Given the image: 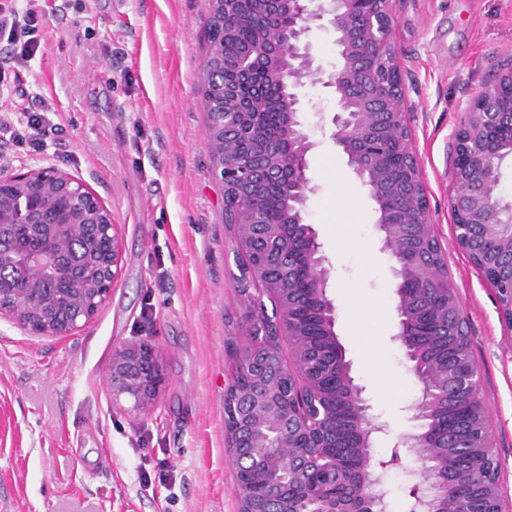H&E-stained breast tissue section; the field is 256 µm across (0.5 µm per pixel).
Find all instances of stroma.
I'll use <instances>...</instances> for the list:
<instances>
[{
    "instance_id": "stroma-1",
    "label": "stroma",
    "mask_w": 512,
    "mask_h": 512,
    "mask_svg": "<svg viewBox=\"0 0 512 512\" xmlns=\"http://www.w3.org/2000/svg\"><path fill=\"white\" fill-rule=\"evenodd\" d=\"M35 0L39 50L8 81L45 98L60 132L40 150L0 144V164L54 165L83 179L122 232L112 297L83 328L33 336L0 319V512H240L225 442L228 349L244 342L224 186L211 173L202 102L209 0ZM396 40L413 80L405 98L431 230L468 320L500 486L512 512V322L455 241L448 143L467 100L512 60V0H399ZM315 188L304 218L329 260L336 334L389 459L414 432L421 385L396 340L392 261L375 204L321 129L334 98L305 83ZM148 342L166 384L154 409L113 411V350ZM420 463L405 452L383 482L406 512Z\"/></svg>"
}]
</instances>
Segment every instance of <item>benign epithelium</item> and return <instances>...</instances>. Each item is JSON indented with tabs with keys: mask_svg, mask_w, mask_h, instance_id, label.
Returning a JSON list of instances; mask_svg holds the SVG:
<instances>
[{
	"mask_svg": "<svg viewBox=\"0 0 512 512\" xmlns=\"http://www.w3.org/2000/svg\"><path fill=\"white\" fill-rule=\"evenodd\" d=\"M241 0H211L210 19L224 27L213 35L202 67V82L212 93L203 98L210 115V131H218L224 143L240 145L249 167L241 170L238 159L224 156L215 163L214 175L224 183V197L234 201L230 208L235 253L246 263L243 292L247 315L245 330L250 337L265 335L256 301L277 298L283 284L270 269L251 260L262 248L282 264L289 261L292 246L281 224H257L258 200L253 188L282 184L288 190V221L304 223L303 211L313 192L307 177V154L314 147L305 131L304 107L299 88L302 79L315 77L329 89L335 109L327 116L316 113L319 123L333 127L331 138L347 157L349 167L365 186L375 203L376 224L385 231L382 249L394 261L395 288L413 281L409 265L394 244L395 233L388 209L378 193L379 166L395 171L403 193L412 197L405 223L429 227L430 210L419 159L411 145L405 119V87L411 72L403 65L395 38L398 0H288L293 13L288 38L268 42L267 33L276 25L274 14L263 10L255 15L258 39L252 55L230 68L224 63L222 35L233 31L237 13L228 3ZM327 29L334 35L339 64L325 70L315 63L310 33ZM262 64L286 92L287 145L269 146L258 127L239 121L238 115L251 111L241 86L256 64ZM512 114V64L501 66L494 79L470 98L452 135L448 149L450 184L462 174L476 177L474 188L464 196L449 190V203L456 240H467L468 227L486 231L501 227L497 216L487 209L496 195L497 183L486 175L485 154L468 148L478 139L508 144L512 155V124L504 126L501 116ZM312 247L310 264L317 272V284H327L328 258L318 234L309 227ZM111 244L100 254V239ZM120 256L118 225L112 211L79 178L53 165L30 167L0 165V318L33 336H61L85 326L112 295ZM398 339L408 360L410 323L404 307L396 305ZM296 324L288 314L279 316L275 342L295 336ZM253 387L249 396L237 402L233 431L237 492L250 486L255 474L265 473V486L277 507L249 508L248 512H288V486L282 471L269 466L275 457L288 463L298 449L317 454L316 419L306 405L307 372L292 365L288 369L268 361L252 362ZM165 379L157 349L148 343L126 344L114 351L106 375V390L112 408L125 414L150 409ZM480 386L478 373L460 368L448 373L445 392L464 393ZM336 461L315 472L299 475L304 493L322 498V512H336L330 495L336 488Z\"/></svg>",
	"mask_w": 512,
	"mask_h": 512,
	"instance_id": "1",
	"label": "benign epithelium"
}]
</instances>
